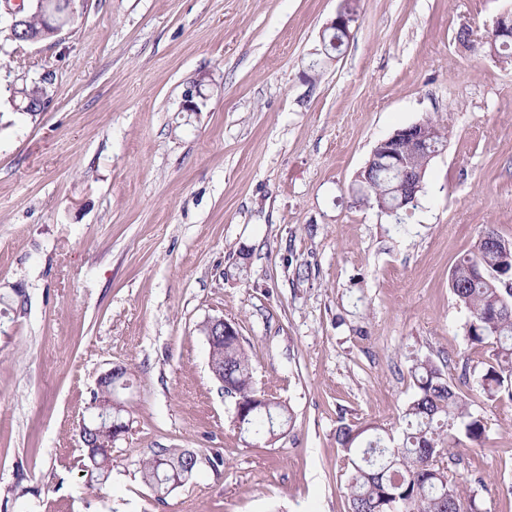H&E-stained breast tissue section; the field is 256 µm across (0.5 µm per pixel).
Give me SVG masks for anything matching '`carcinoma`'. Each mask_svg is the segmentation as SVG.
Here are the masks:
<instances>
[{"label":"carcinoma","mask_w":512,"mask_h":512,"mask_svg":"<svg viewBox=\"0 0 512 512\" xmlns=\"http://www.w3.org/2000/svg\"><path fill=\"white\" fill-rule=\"evenodd\" d=\"M362 201L378 206L397 196L395 178L386 173L370 175ZM512 278V240L499 244L479 239L472 251L461 256L449 276L451 293L468 312L465 338L471 347L496 346L494 361L479 374V385L489 398L512 386V294L501 282ZM213 365L224 369V394L245 409V436L278 438L292 420L286 404L257 387L254 367L240 337L226 336L209 353ZM415 387L396 429L359 427L340 422L336 442L344 451L347 478L345 494L349 512H476L475 498L462 499L460 483L450 477L459 465L451 448L458 434L479 445L485 437L483 419L459 394L457 386L431 359H413ZM91 408L98 412L109 400L119 401L117 386L99 383ZM91 439H81L86 451L88 486L98 489L111 473L112 454L90 443L112 439V421L92 426ZM198 454L186 448H152L140 460L141 478L162 501L185 485L198 469Z\"/></svg>","instance_id":"cac0c4a2"}]
</instances>
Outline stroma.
Listing matches in <instances>:
<instances>
[{
	"instance_id": "35a3bbf8",
	"label": "stroma",
	"mask_w": 512,
	"mask_h": 512,
	"mask_svg": "<svg viewBox=\"0 0 512 512\" xmlns=\"http://www.w3.org/2000/svg\"><path fill=\"white\" fill-rule=\"evenodd\" d=\"M342 3L81 0L37 44L0 20V297H26L0 315V512H348L336 428L397 426L415 353L486 424L454 477L512 512V399L480 391L489 353L448 287L485 225L512 239V62L457 38L512 0H355L326 61ZM202 75L205 107L181 111ZM35 81L45 110L14 111ZM426 120L448 140L397 222L356 176ZM216 317L291 412L277 441L238 432L199 331ZM118 365L130 431L91 490L79 422ZM162 447L202 462L160 502L138 462Z\"/></svg>"
}]
</instances>
